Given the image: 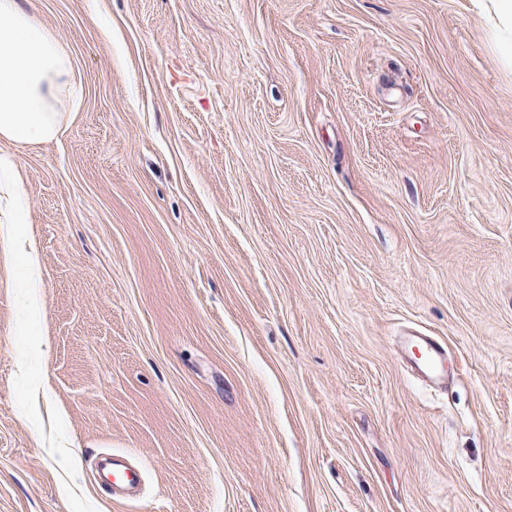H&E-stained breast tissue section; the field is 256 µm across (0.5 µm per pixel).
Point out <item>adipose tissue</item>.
<instances>
[{
	"label": "adipose tissue",
	"instance_id": "1",
	"mask_svg": "<svg viewBox=\"0 0 512 512\" xmlns=\"http://www.w3.org/2000/svg\"><path fill=\"white\" fill-rule=\"evenodd\" d=\"M73 61L19 0H0V142L54 140L64 122Z\"/></svg>",
	"mask_w": 512,
	"mask_h": 512
}]
</instances>
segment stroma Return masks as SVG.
I'll list each match as a JSON object with an SVG mask.
<instances>
[{
  "label": "stroma",
  "instance_id": "stroma-1",
  "mask_svg": "<svg viewBox=\"0 0 512 512\" xmlns=\"http://www.w3.org/2000/svg\"><path fill=\"white\" fill-rule=\"evenodd\" d=\"M20 4L76 100L0 143L40 300L1 190L0 512H512V68L476 0ZM403 344L415 347L419 361L417 370L431 382L437 384L448 378L446 347L432 336L410 335ZM96 475L100 484L112 491V497L127 499L137 489L143 479L140 466L126 463L112 455V471H106L100 462L95 464ZM112 477V480H111Z\"/></svg>",
  "mask_w": 512,
  "mask_h": 512
}]
</instances>
